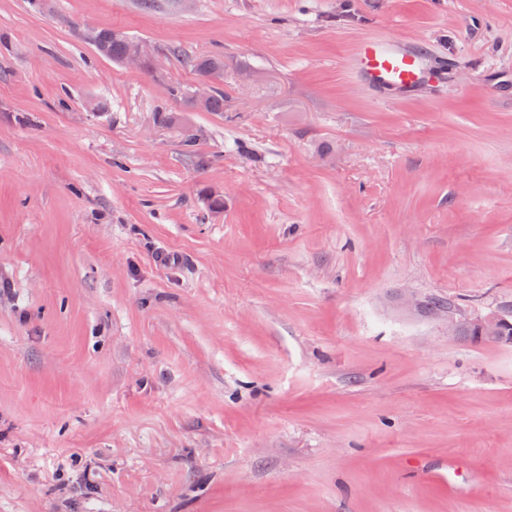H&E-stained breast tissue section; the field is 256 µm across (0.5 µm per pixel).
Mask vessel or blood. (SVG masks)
Returning <instances> with one entry per match:
<instances>
[{
    "instance_id": "obj_1",
    "label": "vessel or blood",
    "mask_w": 512,
    "mask_h": 512,
    "mask_svg": "<svg viewBox=\"0 0 512 512\" xmlns=\"http://www.w3.org/2000/svg\"><path fill=\"white\" fill-rule=\"evenodd\" d=\"M351 66L362 82L376 89L419 90L435 83L439 71H426L419 47L391 37L360 41Z\"/></svg>"
}]
</instances>
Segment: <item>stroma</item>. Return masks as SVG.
Instances as JSON below:
<instances>
[{
  "label": "stroma",
  "mask_w": 512,
  "mask_h": 512,
  "mask_svg": "<svg viewBox=\"0 0 512 512\" xmlns=\"http://www.w3.org/2000/svg\"><path fill=\"white\" fill-rule=\"evenodd\" d=\"M407 289L512 304V0H0V512H512V346ZM112 29H99L96 32L94 41H91L83 30H78L80 37L87 39L94 47L95 51L102 57L117 63L132 64L138 67L148 65L153 72L159 70L158 65L153 58V53L148 46L141 41L127 39L126 52V36L114 34ZM126 52V54H125ZM125 54V56H124ZM123 58V60H122ZM351 66L364 84L376 89L412 92L440 79L438 70H425L419 47L391 37L360 41ZM217 78L218 77H213L211 79L204 80L202 83L195 86L194 90L190 92L191 100L196 103L199 109L202 108L206 100L211 96L208 102L204 105L203 111L205 112H220L224 109V90L220 87L216 88ZM215 88L216 90L214 91ZM169 94L174 99L190 100L188 96V89L179 84L171 85L169 87ZM437 315L448 326L449 335L457 334L461 328L457 336L471 344L494 343L512 345V315L511 318L509 317L511 324L503 326L495 325L501 317L499 312L492 313L483 318V322L486 325H495L493 328L482 327L479 321L471 319L472 317L455 308H447Z\"/></svg>",
  "instance_id": "stroma-1"
}]
</instances>
